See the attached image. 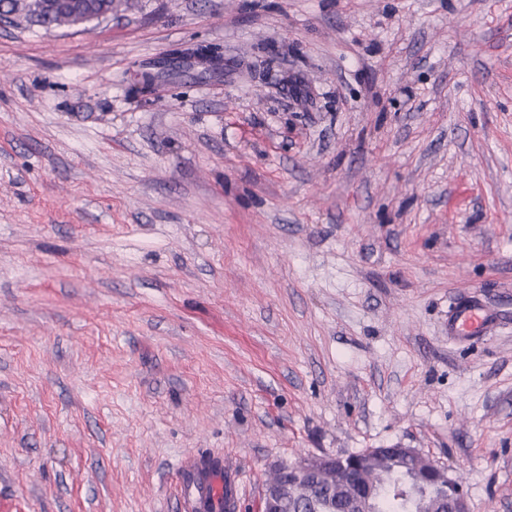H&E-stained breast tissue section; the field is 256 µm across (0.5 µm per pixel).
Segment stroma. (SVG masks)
<instances>
[{"label":"stroma","mask_w":512,"mask_h":512,"mask_svg":"<svg viewBox=\"0 0 512 512\" xmlns=\"http://www.w3.org/2000/svg\"><path fill=\"white\" fill-rule=\"evenodd\" d=\"M469 292L512 309V0L0 18V512H182L192 456L258 512L400 447L512 512V324L451 341Z\"/></svg>","instance_id":"35a3bbf8"}]
</instances>
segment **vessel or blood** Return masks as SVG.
I'll return each mask as SVG.
<instances>
[{
    "label": "vessel or blood",
    "instance_id": "1",
    "mask_svg": "<svg viewBox=\"0 0 512 512\" xmlns=\"http://www.w3.org/2000/svg\"><path fill=\"white\" fill-rule=\"evenodd\" d=\"M512 313L472 299H455L448 308V336L462 343L489 333ZM224 462L218 458H190L184 465L183 498L186 512H234L236 500L225 493Z\"/></svg>",
    "mask_w": 512,
    "mask_h": 512
}]
</instances>
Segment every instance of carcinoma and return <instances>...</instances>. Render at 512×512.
I'll use <instances>...</instances> for the list:
<instances>
[{
    "mask_svg": "<svg viewBox=\"0 0 512 512\" xmlns=\"http://www.w3.org/2000/svg\"><path fill=\"white\" fill-rule=\"evenodd\" d=\"M123 0H92L86 20L112 15ZM27 22L44 29L59 21L54 10H28ZM461 481L448 482L444 470L425 472L419 459L389 453L363 455L350 465L319 473L309 482H296L276 470L264 496L283 498L280 512H436L450 507Z\"/></svg>",
    "mask_w": 512,
    "mask_h": 512,
    "instance_id": "1",
    "label": "carcinoma"
}]
</instances>
